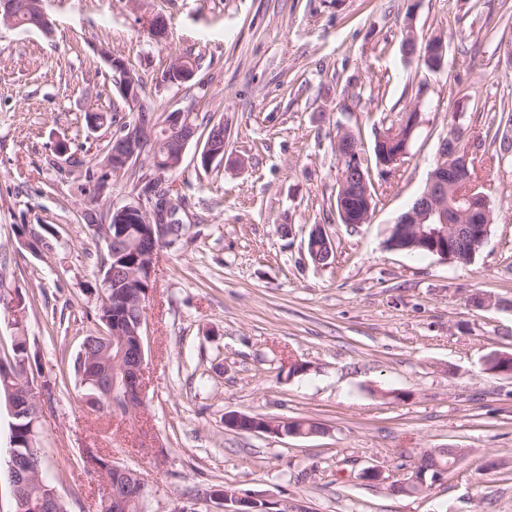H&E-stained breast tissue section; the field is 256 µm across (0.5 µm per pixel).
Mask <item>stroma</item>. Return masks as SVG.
<instances>
[{"label":"stroma","instance_id":"1","mask_svg":"<svg viewBox=\"0 0 512 512\" xmlns=\"http://www.w3.org/2000/svg\"><path fill=\"white\" fill-rule=\"evenodd\" d=\"M408 0H42L51 34L0 22V358L26 337L45 391L39 434L69 512H98L105 472L137 470L147 512H222L232 487L303 512H512V377L486 372L512 352V167L485 168L487 240L466 263L389 250L396 218L424 189L448 115L500 119L512 95V10L502 0H417L416 34L442 37L445 66L403 56ZM160 15L168 39L147 33ZM107 48L143 80L146 103L224 124L226 153L197 166L199 141L166 181L185 229L158 254L146 302L147 387L129 415L81 400L73 363L101 333L100 263L81 185L122 108ZM198 57L183 87L158 86L173 55ZM423 88L422 123L366 224L336 215L338 129L372 148ZM65 141L79 162L55 165ZM287 224L289 235L278 227ZM335 245L311 261L312 225ZM37 248H29V241ZM502 307L478 310L471 295ZM302 372H294V365ZM228 412L304 420L317 434L225 429ZM463 449L423 496H394L418 453ZM381 481L361 480L364 469Z\"/></svg>","mask_w":512,"mask_h":512}]
</instances>
